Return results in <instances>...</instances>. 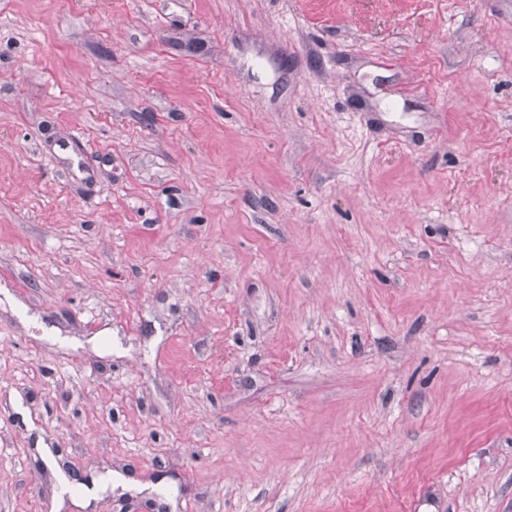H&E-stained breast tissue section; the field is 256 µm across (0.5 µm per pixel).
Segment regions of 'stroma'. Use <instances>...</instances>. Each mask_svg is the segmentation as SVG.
Instances as JSON below:
<instances>
[{"mask_svg": "<svg viewBox=\"0 0 512 512\" xmlns=\"http://www.w3.org/2000/svg\"><path fill=\"white\" fill-rule=\"evenodd\" d=\"M155 494L512 512V0H0V512Z\"/></svg>", "mask_w": 512, "mask_h": 512, "instance_id": "1", "label": "stroma"}]
</instances>
